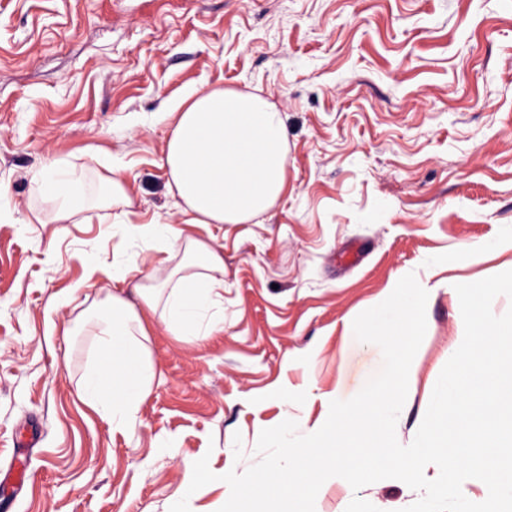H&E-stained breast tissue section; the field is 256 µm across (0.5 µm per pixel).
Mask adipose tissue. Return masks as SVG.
<instances>
[{
  "label": "adipose tissue",
  "mask_w": 512,
  "mask_h": 512,
  "mask_svg": "<svg viewBox=\"0 0 512 512\" xmlns=\"http://www.w3.org/2000/svg\"><path fill=\"white\" fill-rule=\"evenodd\" d=\"M171 113L174 122L158 166L180 199L184 224L260 223L288 190V129L277 104L257 93L213 89L190 93ZM77 182L75 172L44 169L36 180L43 206L33 211L31 223H89L94 204L76 195ZM97 202L116 208V223L146 250L186 256L176 281L136 285L133 302L106 293L82 317L95 331L101 356L85 379V400L113 430L124 431L136 423L154 377L142 309H162L178 335L198 341L222 330L223 317L210 310L222 300L224 258L184 236L181 226L158 219L129 223L130 197L119 172L103 177Z\"/></svg>",
  "instance_id": "adipose-tissue-1"
}]
</instances>
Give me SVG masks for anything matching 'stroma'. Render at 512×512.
I'll return each mask as SVG.
<instances>
[{"instance_id": "obj_1", "label": "stroma", "mask_w": 512, "mask_h": 512, "mask_svg": "<svg viewBox=\"0 0 512 512\" xmlns=\"http://www.w3.org/2000/svg\"><path fill=\"white\" fill-rule=\"evenodd\" d=\"M214 88L281 109L288 192L263 223L189 228L224 255V329L197 341L143 310L155 377L116 432L78 395L93 345L78 317L111 288L114 251L137 248L107 206L28 223L34 177L54 163L94 188L116 166L131 221L180 223L159 113ZM0 188V512H169L186 462L241 473L261 430L315 432L382 366L354 319L412 272L432 293L396 424L410 444L461 343L456 285L512 270L491 247L512 237V0H0ZM354 242L362 259L341 264ZM356 496L401 512L420 494L333 482L315 512Z\"/></svg>"}]
</instances>
